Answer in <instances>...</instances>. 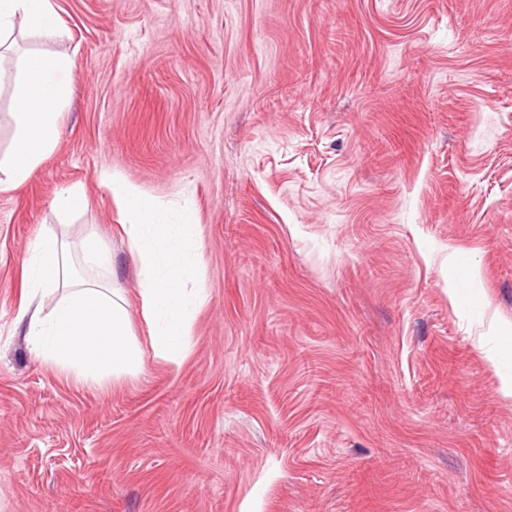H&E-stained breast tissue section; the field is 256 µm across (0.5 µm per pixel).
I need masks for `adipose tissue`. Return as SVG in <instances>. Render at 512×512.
Instances as JSON below:
<instances>
[{"label":"adipose tissue","mask_w":512,"mask_h":512,"mask_svg":"<svg viewBox=\"0 0 512 512\" xmlns=\"http://www.w3.org/2000/svg\"><path fill=\"white\" fill-rule=\"evenodd\" d=\"M19 21L44 37L62 31L53 0H0V46ZM69 68L64 56L19 57L14 135L11 146L0 153V192L23 184L54 147L70 95L65 80ZM98 181L124 215L121 229L138 269L147 343L132 334L127 301L110 279L112 254L92 234L78 243L88 271L84 277L74 275L69 247L57 235L44 233L30 243L23 261L26 301L21 306L34 357L91 385L138 374L149 352L181 364L192 346L196 316L209 298L192 211L149 198L115 171H100ZM62 287L66 295L44 309L42 298Z\"/></svg>","instance_id":"adipose-tissue-1"}]
</instances>
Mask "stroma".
Here are the masks:
<instances>
[{
    "instance_id": "35a3bbf8",
    "label": "stroma",
    "mask_w": 512,
    "mask_h": 512,
    "mask_svg": "<svg viewBox=\"0 0 512 512\" xmlns=\"http://www.w3.org/2000/svg\"><path fill=\"white\" fill-rule=\"evenodd\" d=\"M54 2L19 50L70 103L0 193V512H512V0ZM103 169L192 206L209 300L181 365L87 385L19 312L28 245L93 233L144 338Z\"/></svg>"
}]
</instances>
